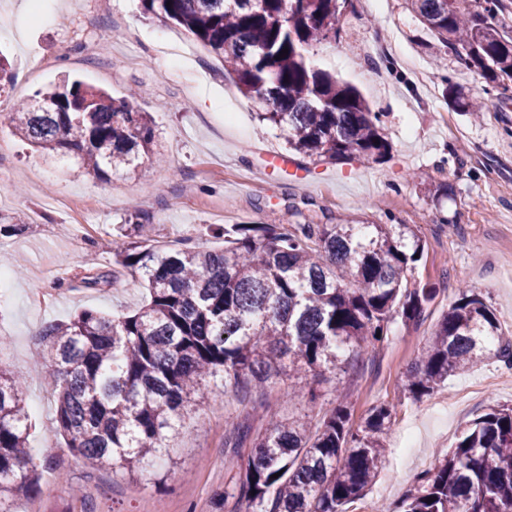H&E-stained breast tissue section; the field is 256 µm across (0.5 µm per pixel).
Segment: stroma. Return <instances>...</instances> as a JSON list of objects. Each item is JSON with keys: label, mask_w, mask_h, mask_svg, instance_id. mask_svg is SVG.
I'll return each instance as SVG.
<instances>
[{"label": "stroma", "mask_w": 512, "mask_h": 512, "mask_svg": "<svg viewBox=\"0 0 512 512\" xmlns=\"http://www.w3.org/2000/svg\"><path fill=\"white\" fill-rule=\"evenodd\" d=\"M22 4L0 0L20 30L0 34V52L20 75L0 94V105L10 109L33 98L66 71L117 97L140 86L147 91L140 109L151 114L159 140L135 173L107 181L18 138L0 144V170L13 173L0 189V212L24 215L27 223L22 235L0 237V267L17 254L26 260L25 273L10 275L0 295V367L24 384L32 417L28 446L42 477L41 494L16 500L12 512H216L217 494L243 463L224 445L232 423L247 418L261 430L266 403L290 419L313 410L307 394L292 391L284 376L263 389H228L217 381L203 390L204 409L181 429L175 465L157 476L132 480L68 452L50 428L54 405L37 333L47 321L83 309L112 316L143 304L146 292L131 277L119 274L94 288L82 282L85 254L112 270L113 228L135 205L152 217L154 245L173 250L223 249L217 226L280 224L293 207L321 224L417 225L424 256L414 279L436 288L435 300L416 325L394 322L384 346L351 361L342 377L328 372L314 383L327 409L337 382L351 385L352 425L372 406L393 410L379 474L348 512L395 505L466 423L512 403V369L494 359L450 376L419 401L401 388L403 373L461 289L481 292L512 337V89L485 91L478 72L459 67L456 56L433 42L407 0H382L374 10L352 0L340 18L342 39L320 46L314 57L380 113L391 145L387 159L333 165L295 155L293 165L307 178L300 185L283 170L257 171L262 154L286 152L285 140L259 123L253 102L204 48L182 65L164 58L162 47L189 42L180 27L144 19L138 0H40L35 19ZM92 42L107 44L108 54L88 56L84 47ZM390 63L399 75L369 81V70ZM452 82L467 94L486 92L489 109L481 121L449 107ZM440 183L448 196L437 200L428 189ZM60 279L66 288H56ZM40 290L48 293L42 304L34 300Z\"/></svg>", "instance_id": "stroma-1"}]
</instances>
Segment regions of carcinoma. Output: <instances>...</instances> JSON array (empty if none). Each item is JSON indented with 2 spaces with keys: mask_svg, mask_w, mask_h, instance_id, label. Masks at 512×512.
Here are the masks:
<instances>
[{
  "mask_svg": "<svg viewBox=\"0 0 512 512\" xmlns=\"http://www.w3.org/2000/svg\"><path fill=\"white\" fill-rule=\"evenodd\" d=\"M144 17L173 22L224 63L240 92L258 104L261 122L280 129L304 157L343 163L384 161L391 146L378 113L360 93L316 68L318 47L342 38L347 0H139ZM411 11L460 63L493 88L512 81V31L498 29V0H408ZM285 57H279L283 50ZM45 104H39V101ZM13 108L8 133L74 157L84 172L108 180L154 154L156 129L136 97L65 75L54 88ZM451 106L477 116L483 105L451 85ZM234 224L220 228L224 250L171 251L150 243L151 218L133 211L118 230L116 264L148 290L132 314L84 309L41 333L42 366L53 395L51 429L86 463L116 465L131 479L174 463L172 443L202 386H263L288 376L302 382L388 339L390 324H415L436 289L413 274L424 245L413 224ZM26 228L0 214V235ZM110 272L85 267L89 288ZM496 358L512 367V344L471 290L443 313L403 390L415 401L448 377ZM351 392L339 381L336 405L312 421L274 420L251 436L233 425L224 447L251 451L232 495L234 512H346L375 480L392 425V409L371 407L349 425ZM30 414L22 382L0 368V512L42 492L31 464ZM280 476L273 477V474ZM385 512H512V405H497L466 427L455 447Z\"/></svg>",
  "mask_w": 512,
  "mask_h": 512,
  "instance_id": "carcinoma-1",
  "label": "carcinoma"
}]
</instances>
